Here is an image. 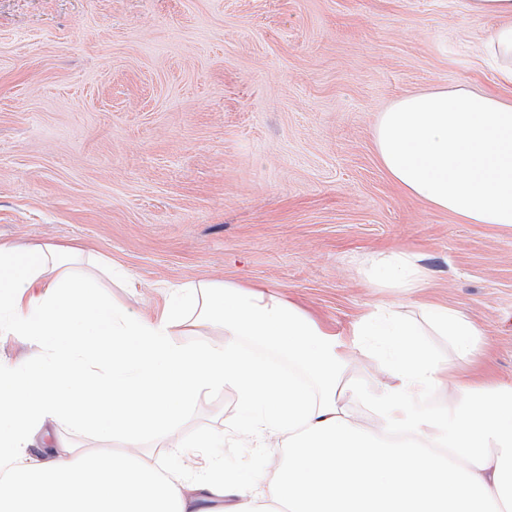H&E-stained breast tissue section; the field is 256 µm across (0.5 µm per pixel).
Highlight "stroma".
I'll return each mask as SVG.
<instances>
[{
    "mask_svg": "<svg viewBox=\"0 0 512 512\" xmlns=\"http://www.w3.org/2000/svg\"><path fill=\"white\" fill-rule=\"evenodd\" d=\"M499 18L468 0H0V238L80 245L126 268L105 298L161 312L174 286L278 294L340 334L397 305L462 310L512 383V226L464 224L400 190L373 143L394 100L495 86ZM416 257L424 287L381 284ZM233 390L183 409L144 461L188 481L201 457L253 479L225 436Z\"/></svg>",
    "mask_w": 512,
    "mask_h": 512,
    "instance_id": "stroma-1",
    "label": "stroma"
}]
</instances>
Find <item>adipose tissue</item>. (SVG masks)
I'll return each mask as SVG.
<instances>
[{
    "instance_id": "obj_1",
    "label": "adipose tissue",
    "mask_w": 512,
    "mask_h": 512,
    "mask_svg": "<svg viewBox=\"0 0 512 512\" xmlns=\"http://www.w3.org/2000/svg\"><path fill=\"white\" fill-rule=\"evenodd\" d=\"M474 16L503 23L487 50L497 80L512 86V0H469ZM374 146L409 195L465 224L512 225V102L457 85L411 93L380 112ZM120 265L78 247L0 240V336L43 347L40 367L0 363V512H215L224 474L190 483L138 456L95 457L60 431L176 439L174 402L234 390L244 431L288 460L256 472L232 512L287 504L288 512H512V384L449 381L450 362L424 343L413 318L392 308L363 316L348 337L285 298L236 285L187 282L155 317L101 299ZM425 317L459 359L472 357L480 326L452 307ZM88 337L74 335L77 325ZM215 338L195 341L197 327ZM249 336L288 357L286 376L243 351ZM382 347V379L353 395L373 413L362 426L337 389L367 340ZM47 449L33 456L36 437Z\"/></svg>"
}]
</instances>
